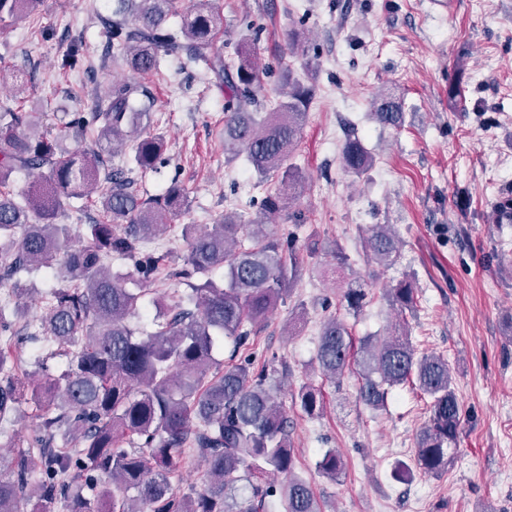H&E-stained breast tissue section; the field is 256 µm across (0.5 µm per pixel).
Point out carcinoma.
<instances>
[{"instance_id": "cac0c4a2", "label": "carcinoma", "mask_w": 512, "mask_h": 512, "mask_svg": "<svg viewBox=\"0 0 512 512\" xmlns=\"http://www.w3.org/2000/svg\"><path fill=\"white\" fill-rule=\"evenodd\" d=\"M180 0H113L108 23L112 59L139 75L159 70V53L184 56L210 71L224 89V153L240 154L264 181L281 174V189L260 201L263 214L283 211L284 196L296 193L299 170L288 164L298 147L314 85L283 74L285 93L260 100V70L247 39L236 48L237 63H226L217 46L224 13L217 0H196L184 11ZM39 0H0V16L20 19ZM180 17L178 28L168 27ZM154 100L149 90L129 82L112 83V91L78 117L61 121L62 136L51 135L45 112L0 110V423L26 398L45 406L38 431L0 452V512H18L19 500L32 512H51L57 496L69 499V512H267L269 498L281 496L287 512H321L309 483L295 475V454L288 420L274 395L268 366L254 367L248 354L224 364L213 356L215 337L232 346L231 357L247 349L254 329L284 299L296 279L294 235L279 237L265 223L242 224L224 213L212 224H183L185 263L175 267L167 253L146 244L164 235L189 207L187 194L173 185L144 196L127 170L114 164L115 154L131 151L140 170L154 171L165 152L163 136L150 131ZM371 116L383 127L398 128L404 119L400 99L379 91ZM96 134L100 150L69 148ZM343 168L361 176L373 155L353 132L341 150ZM32 177L16 199L12 176ZM99 207L103 219L78 227L83 244L71 245L72 227L58 223L75 200ZM369 258L379 268L396 264L400 240L389 224L366 229ZM117 255L150 283L183 281L184 293L154 289V331L136 335L129 319L141 295L125 287L126 273L111 270ZM332 274L342 278L341 303L356 315L368 296L360 278L344 277L347 257L335 247ZM48 269L56 281L39 329L54 345L50 357L65 361L57 377L41 369L24 389L13 378L14 339L18 325L29 324L25 282L31 272ZM224 270L220 282L211 278ZM397 310L416 307L408 279L386 289ZM354 357V341L344 321L327 318L315 353L321 374L336 383ZM360 401L373 410L385 406L389 389L410 385L427 401L428 419L420 428L416 468L441 476L455 461L461 405L448 359L421 352L404 330L380 341H360ZM302 411L323 409L319 389H298ZM74 439V446L69 440ZM208 466V482L190 495L174 491L170 475L192 455ZM40 465L41 478L29 484L25 473ZM344 461L334 448L317 462L319 472L334 480ZM283 475L275 484L272 478Z\"/></svg>"}]
</instances>
